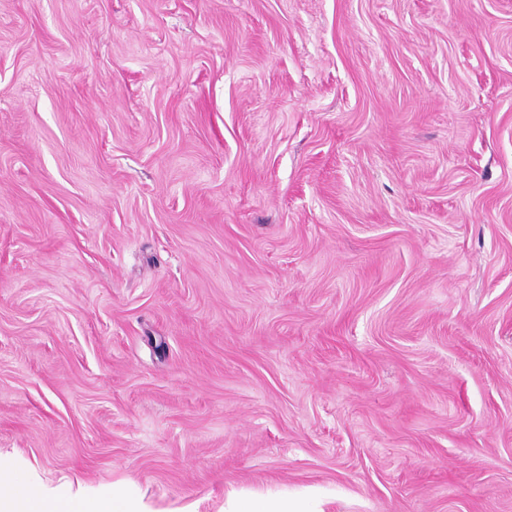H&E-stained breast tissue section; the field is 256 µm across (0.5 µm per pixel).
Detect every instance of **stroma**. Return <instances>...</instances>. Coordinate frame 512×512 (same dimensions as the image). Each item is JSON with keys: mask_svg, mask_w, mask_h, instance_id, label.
Here are the masks:
<instances>
[{"mask_svg": "<svg viewBox=\"0 0 512 512\" xmlns=\"http://www.w3.org/2000/svg\"><path fill=\"white\" fill-rule=\"evenodd\" d=\"M0 458L512 512V0H0Z\"/></svg>", "mask_w": 512, "mask_h": 512, "instance_id": "1", "label": "stroma"}]
</instances>
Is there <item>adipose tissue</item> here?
<instances>
[{
	"label": "adipose tissue",
	"instance_id": "1",
	"mask_svg": "<svg viewBox=\"0 0 512 512\" xmlns=\"http://www.w3.org/2000/svg\"><path fill=\"white\" fill-rule=\"evenodd\" d=\"M0 512H138V508L130 500L20 491L5 482L0 484Z\"/></svg>",
	"mask_w": 512,
	"mask_h": 512
}]
</instances>
